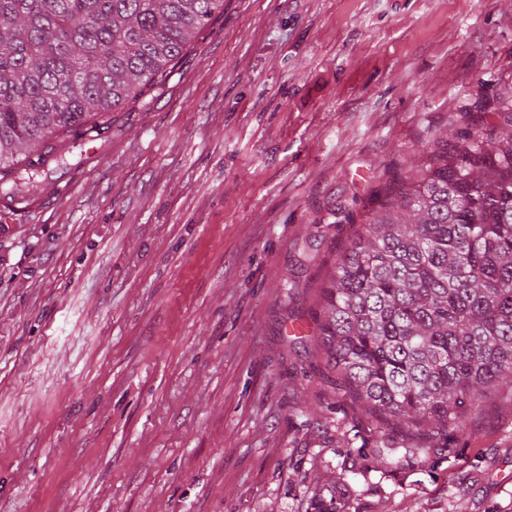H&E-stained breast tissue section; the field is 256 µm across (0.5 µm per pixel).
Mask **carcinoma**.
<instances>
[{
    "mask_svg": "<svg viewBox=\"0 0 512 512\" xmlns=\"http://www.w3.org/2000/svg\"><path fill=\"white\" fill-rule=\"evenodd\" d=\"M224 0H0V173H39L162 78ZM498 131L438 138L354 234L322 290L318 347L368 415L429 443L512 383V99Z\"/></svg>",
    "mask_w": 512,
    "mask_h": 512,
    "instance_id": "cac0c4a2",
    "label": "carcinoma"
}]
</instances>
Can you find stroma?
I'll return each instance as SVG.
<instances>
[{"label":"stroma","mask_w":512,"mask_h":512,"mask_svg":"<svg viewBox=\"0 0 512 512\" xmlns=\"http://www.w3.org/2000/svg\"><path fill=\"white\" fill-rule=\"evenodd\" d=\"M512 86V0H224L0 193V512H512V387L438 454L317 351L320 286Z\"/></svg>","instance_id":"35a3bbf8"}]
</instances>
